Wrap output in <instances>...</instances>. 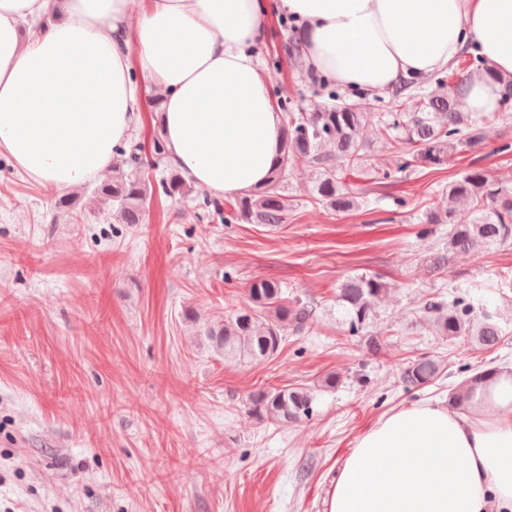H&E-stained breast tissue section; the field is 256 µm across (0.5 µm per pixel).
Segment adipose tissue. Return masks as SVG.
I'll return each mask as SVG.
<instances>
[{"mask_svg": "<svg viewBox=\"0 0 512 512\" xmlns=\"http://www.w3.org/2000/svg\"><path fill=\"white\" fill-rule=\"evenodd\" d=\"M0 0V154L74 189L107 176L144 90L161 104L168 159L216 198L266 183L282 118L255 48L262 0ZM318 75L369 93L483 60L459 97L496 111L512 91V0H279ZM476 411L420 402L382 416L336 467L325 512H512V366Z\"/></svg>", "mask_w": 512, "mask_h": 512, "instance_id": "1", "label": "adipose tissue"}]
</instances>
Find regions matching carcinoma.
<instances>
[{
    "label": "carcinoma",
    "instance_id": "carcinoma-1",
    "mask_svg": "<svg viewBox=\"0 0 512 512\" xmlns=\"http://www.w3.org/2000/svg\"><path fill=\"white\" fill-rule=\"evenodd\" d=\"M480 62L472 57L467 64L430 77L434 89L415 93V82L406 81L393 97L401 100L403 111L376 114L367 111L363 97L336 103L320 112H290L288 127L283 131L281 153L274 163L269 182L240 199L234 213L224 217L230 223L237 219L276 228L288 219V198L279 192V184L288 166L302 161L320 171L315 186L316 200L336 211H348L357 205L348 192L342 173L360 166L365 152L375 139L392 143L400 161L396 172L403 173L420 164L443 165L460 154L482 144L485 138L483 120L493 121L496 113L473 117L456 107L453 88L461 84L467 72ZM334 151H322L325 144ZM130 172L94 190L95 200L114 207L122 224H140L145 219L146 204L155 187L141 176L151 166L143 146L131 147L125 160ZM168 196L189 192L185 179L172 173L161 181ZM448 207L433 209L428 224H447L448 245L458 252L486 256L491 247L512 242V188L496 183L481 169H471L448 184L445 190ZM471 205L473 217L465 222L454 220L458 201ZM388 291V283L378 276L352 277L339 287L336 302L345 311L348 332L352 336L366 329L375 306ZM251 305L224 318V324L209 330L224 359L239 363L261 362L275 357L288 332L305 330L311 310L297 304L290 306L281 285L259 280L250 287ZM423 313L433 322L439 335L448 339L467 336L484 349L499 345L503 332L485 313L474 314L470 305L456 297L451 303L429 301ZM496 369L487 368L468 377L450 394V401L460 406L469 402L477 386L491 379ZM440 375L437 362L427 357L413 361L403 373L409 388H423ZM315 397L308 388L258 390L248 396V410L258 420L288 424L309 419L314 414Z\"/></svg>",
    "mask_w": 512,
    "mask_h": 512
}]
</instances>
